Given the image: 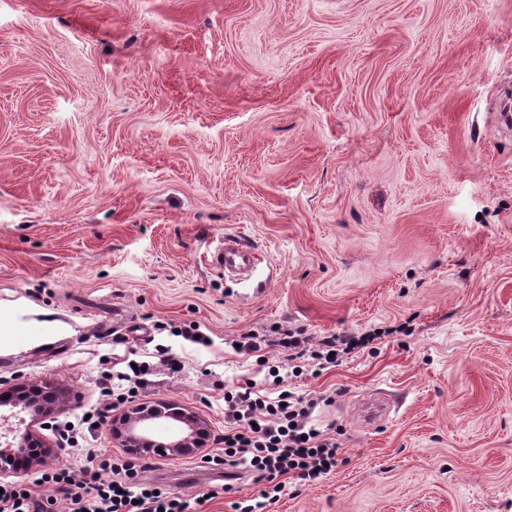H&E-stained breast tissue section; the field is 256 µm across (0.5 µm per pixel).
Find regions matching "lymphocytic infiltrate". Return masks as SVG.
<instances>
[{
	"label": "lymphocytic infiltrate",
	"mask_w": 512,
	"mask_h": 512,
	"mask_svg": "<svg viewBox=\"0 0 512 512\" xmlns=\"http://www.w3.org/2000/svg\"><path fill=\"white\" fill-rule=\"evenodd\" d=\"M149 363L104 377L102 396L123 403L148 385ZM317 399H304L282 390L276 393L247 385L224 397V453L210 459L224 467L225 478L250 475L260 484L258 497L236 503V512H266L289 478L316 481L337 465L333 439L315 428L311 415ZM88 466L28 473L22 479L0 484V512H56L64 499L67 512H193L190 500L163 485L139 480L137 462L113 457L97 460L88 454Z\"/></svg>",
	"instance_id": "f902f5d3"
}]
</instances>
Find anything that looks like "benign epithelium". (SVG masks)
Instances as JSON below:
<instances>
[{"instance_id":"obj_1","label":"benign epithelium","mask_w":512,"mask_h":512,"mask_svg":"<svg viewBox=\"0 0 512 512\" xmlns=\"http://www.w3.org/2000/svg\"><path fill=\"white\" fill-rule=\"evenodd\" d=\"M0 406L18 417L20 428L0 443V479L25 474L20 469L23 450L38 447L42 453L28 469H33L57 455V449L42 431L51 427L55 415L63 411L55 397L23 385L0 391ZM208 423L197 413L175 402H162L152 407H130L119 418L113 437L132 456L154 451L160 457L188 455L204 444Z\"/></svg>"}]
</instances>
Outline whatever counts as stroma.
<instances>
[{"mask_svg":"<svg viewBox=\"0 0 512 512\" xmlns=\"http://www.w3.org/2000/svg\"><path fill=\"white\" fill-rule=\"evenodd\" d=\"M509 76L512 0H0V386L69 419L134 356L215 456L225 391L289 355L274 327L363 335L289 378L338 464L267 512H512ZM227 233L249 280L209 265ZM91 449L122 452L105 424L54 464ZM200 456L141 477L201 496Z\"/></svg>","mask_w":512,"mask_h":512,"instance_id":"obj_1","label":"stroma"}]
</instances>
